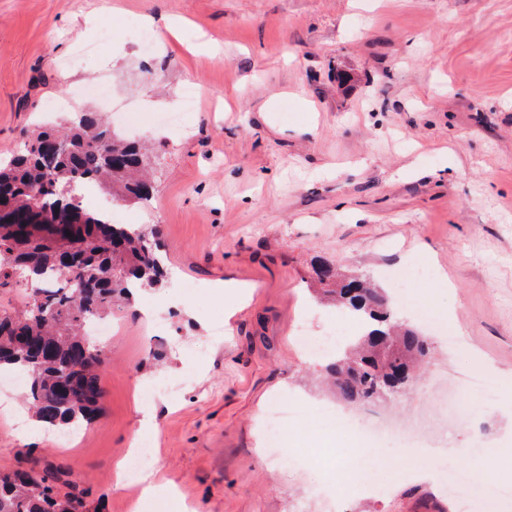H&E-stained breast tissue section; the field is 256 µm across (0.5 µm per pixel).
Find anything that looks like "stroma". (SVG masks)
<instances>
[{
  "label": "stroma",
  "instance_id": "stroma-1",
  "mask_svg": "<svg viewBox=\"0 0 512 512\" xmlns=\"http://www.w3.org/2000/svg\"><path fill=\"white\" fill-rule=\"evenodd\" d=\"M150 16L177 32L156 29L146 53L123 28ZM103 78L109 97L88 94ZM187 84L197 101L176 136L163 116ZM58 98L119 131L114 106L138 113L152 202L92 204L157 227L170 277L114 307L104 413L82 432L56 445L19 394L0 397V467L72 471L101 512H311L334 497L317 468L336 439L304 429L275 457L263 415L290 401L358 416L294 339L302 324L336 328L308 290L322 259L371 278L431 342L386 417L435 444L452 436L437 461L450 474L503 449L466 512H512V495L485 497L512 487V0H0V159L63 120L47 109ZM228 281L247 288L243 305ZM467 372L489 374L497 399L468 397L464 423L441 428L436 404ZM158 383L180 390L141 398ZM144 438L172 496L140 499L117 474ZM300 448L312 466L294 463ZM371 462L377 491L334 512H459L452 483L405 475L400 439Z\"/></svg>",
  "mask_w": 512,
  "mask_h": 512
}]
</instances>
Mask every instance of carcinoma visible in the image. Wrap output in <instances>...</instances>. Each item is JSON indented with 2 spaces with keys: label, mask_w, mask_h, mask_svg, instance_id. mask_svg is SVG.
Here are the masks:
<instances>
[{
  "label": "carcinoma",
  "mask_w": 512,
  "mask_h": 512,
  "mask_svg": "<svg viewBox=\"0 0 512 512\" xmlns=\"http://www.w3.org/2000/svg\"><path fill=\"white\" fill-rule=\"evenodd\" d=\"M148 155L116 134L96 112H81L60 129L34 133L0 164V289L36 282L19 309H0V366L23 378L35 421L51 431L79 429L102 412L105 359L86 335L89 317L129 304L133 290L167 280L159 232L113 224L78 199L82 185L148 205L155 188ZM323 296L362 328L327 365L333 393L360 406L388 401L414 377L430 352L427 339L396 321L383 294L366 279H339L320 264ZM0 512H90L69 471L0 467Z\"/></svg>",
  "instance_id": "1"
}]
</instances>
